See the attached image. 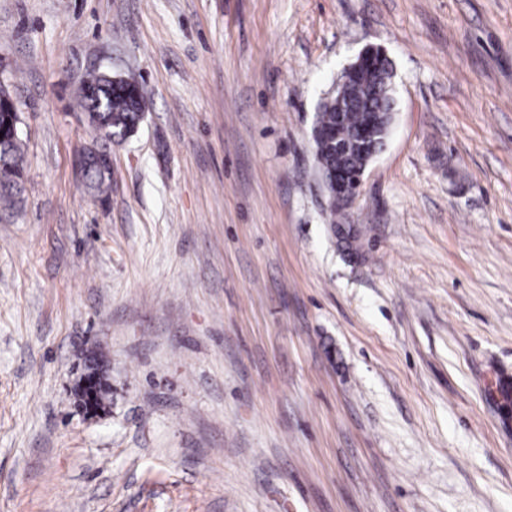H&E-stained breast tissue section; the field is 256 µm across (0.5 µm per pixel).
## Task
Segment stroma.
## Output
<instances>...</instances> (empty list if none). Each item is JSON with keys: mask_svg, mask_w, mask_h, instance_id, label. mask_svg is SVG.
I'll use <instances>...</instances> for the list:
<instances>
[{"mask_svg": "<svg viewBox=\"0 0 512 512\" xmlns=\"http://www.w3.org/2000/svg\"><path fill=\"white\" fill-rule=\"evenodd\" d=\"M368 45L397 103L355 260L313 127ZM93 68L148 94L125 140ZM0 81V512H512V0H0ZM11 112H17L14 124ZM12 124L14 136L19 135L20 113L17 106L0 104V132H4L0 138V151L8 156L7 161L0 162V203L5 206L14 204L24 191L22 182L24 155L20 138H14L11 133ZM77 174L85 179L92 172L97 171L112 179V158L108 153L87 148L80 151L75 158ZM108 393V382L101 368L87 370L79 379L75 388V395L80 405L92 414L104 411V397Z\"/></svg>", "mask_w": 512, "mask_h": 512, "instance_id": "1", "label": "stroma"}]
</instances>
